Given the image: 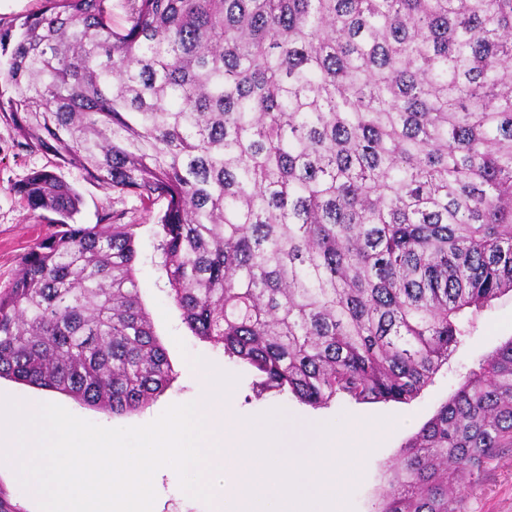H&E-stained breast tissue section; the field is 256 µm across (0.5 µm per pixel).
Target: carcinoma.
<instances>
[{
    "label": "carcinoma",
    "instance_id": "1",
    "mask_svg": "<svg viewBox=\"0 0 512 512\" xmlns=\"http://www.w3.org/2000/svg\"><path fill=\"white\" fill-rule=\"evenodd\" d=\"M45 0L0 27L18 146L167 200L161 250L200 339L312 407L413 399L512 291V0ZM59 215L0 292V378L114 415L172 369L138 297L134 225ZM512 457V340L404 445L379 512H466Z\"/></svg>",
    "mask_w": 512,
    "mask_h": 512
}]
</instances>
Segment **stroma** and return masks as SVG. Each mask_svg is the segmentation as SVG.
<instances>
[{
	"instance_id": "obj_1",
	"label": "stroma",
	"mask_w": 512,
	"mask_h": 512,
	"mask_svg": "<svg viewBox=\"0 0 512 512\" xmlns=\"http://www.w3.org/2000/svg\"><path fill=\"white\" fill-rule=\"evenodd\" d=\"M53 169L81 196L78 224L98 223L102 214L113 213L121 223L134 227L137 258L135 277L140 300L150 318L153 331L162 344L173 368L166 390L145 408L122 416L82 405L70 396L0 379V395L23 402L45 400L64 407L73 415L103 427H133L155 420L167 407L190 402L197 386L189 374V360L201 357L238 381L228 405L239 417L250 419L279 409L283 412L277 427L297 435L332 422L344 427L354 419L375 425L378 418L389 420L390 429L372 446L360 464V478L345 487L344 494L352 512H377L381 493L387 484L389 468L401 454L406 441L428 421L459 387L467 373L478 367L488 355L512 340V292L493 300L481 312L472 315L466 336L461 337L431 381L406 403H360L348 396L336 397L328 405L314 408L299 402L291 394L260 390L256 373L247 365L230 359L222 349L212 347L195 336L183 320L182 312L170 296L160 249V218L166 199L145 207L132 195L121 194L86 179L73 166H56L52 156L29 152L18 146L10 126L0 122V290L11 288L20 269L21 256L49 230L44 212L27 209L12 188L33 170ZM154 512H212L205 503L189 498L179 487L174 471H160ZM468 512H512V462H500L487 470L480 491L468 501Z\"/></svg>"
}]
</instances>
